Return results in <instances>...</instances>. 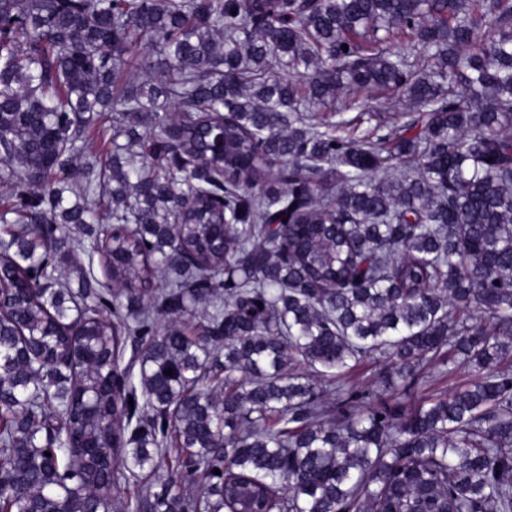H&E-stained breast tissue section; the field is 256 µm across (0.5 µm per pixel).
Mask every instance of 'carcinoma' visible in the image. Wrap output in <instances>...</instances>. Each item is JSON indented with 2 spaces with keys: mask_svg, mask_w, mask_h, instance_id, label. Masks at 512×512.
Returning <instances> with one entry per match:
<instances>
[{
  "mask_svg": "<svg viewBox=\"0 0 512 512\" xmlns=\"http://www.w3.org/2000/svg\"><path fill=\"white\" fill-rule=\"evenodd\" d=\"M0 179V512H512V0H0Z\"/></svg>",
  "mask_w": 512,
  "mask_h": 512,
  "instance_id": "cac0c4a2",
  "label": "carcinoma"
}]
</instances>
